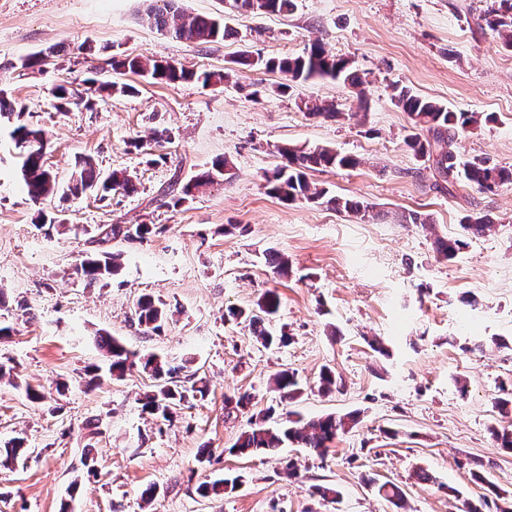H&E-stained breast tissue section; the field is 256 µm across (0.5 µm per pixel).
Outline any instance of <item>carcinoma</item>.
Masks as SVG:
<instances>
[{
    "label": "carcinoma",
    "instance_id": "cac0c4a2",
    "mask_svg": "<svg viewBox=\"0 0 512 512\" xmlns=\"http://www.w3.org/2000/svg\"><path fill=\"white\" fill-rule=\"evenodd\" d=\"M241 8L255 5L249 11L253 16L266 14L290 15L296 9V0H233ZM149 22L162 35L171 39L193 41L200 44L220 42L233 35V29L222 16L193 15L184 10L180 0H151L147 7ZM486 28L493 36L502 40V45L512 49V0H494V3L480 15ZM264 68L277 70L284 74L287 82L277 86L276 91L286 93L292 84L321 77L333 80L341 79L358 89L364 79L352 71L350 62L344 57L330 54L315 39L305 47L303 54L296 57L265 58L253 55L250 51L241 52L224 68V72H197L179 66L171 61L149 57L113 58V72L122 75L125 72L138 73L150 77L156 83L175 84L188 81H200L204 85L226 83L238 76L244 69ZM392 100L403 109L411 120L409 133L404 137V144L413 153L432 162L443 182L450 185L462 178L469 184L490 191L494 187L512 184V166L492 164L485 157H473L461 161L454 149L458 137L466 134L479 123L475 112H455L444 104L422 97L410 88L395 84L392 86ZM57 109L69 112L90 105V100L69 90L66 85L56 87ZM27 106L10 101L4 91L0 90V118L15 119L10 136L19 150V171L29 199L37 203L40 200L61 193L79 195L87 192L98 193L121 190L126 194L137 191L136 184L121 171H114L107 176L97 170L93 161L81 157L74 163L69 181L62 184L57 176L45 164L47 141L42 129L22 121ZM303 111L309 115H322L336 118L339 112L332 102H304ZM281 162L263 174L267 193L286 205L298 201L326 204L336 212L352 216L366 217L370 205L346 197L331 196L328 190L318 187L309 180L314 171L354 168L358 159L343 155L327 146L314 148L285 146L278 148ZM230 169L229 161L220 158L212 163L211 169L202 172L194 179L183 184L179 194L170 197L168 205L178 207L191 198L199 188L212 184L215 179ZM462 228L471 236L482 237L492 232V222L477 214L467 215L462 221ZM97 243L99 248L82 256L75 266L74 273L88 286L106 285L117 276L120 270L118 255L108 250L106 244L114 239L125 241H143L153 233L150 224H107L98 227ZM466 246L460 238H439L436 241L438 256L450 261ZM280 307V296L269 290L256 302L255 308L245 311L230 308L225 314L227 320L242 319L254 337L265 346L286 341V334L277 335L270 323ZM134 316L138 325L153 334L161 333L168 323L166 303L150 295L140 296L134 306ZM96 344L106 351L110 361L111 376L122 378L136 367L142 369L152 380V390L140 399L142 411L149 414L158 427L170 426L182 406L197 398H205L208 393L206 382L190 375L181 377L182 365H174L157 355L136 356L124 344L113 336L99 334L95 336ZM11 360L0 361V379L8 382L23 392L26 400L40 406L45 402V394L38 385L20 381L13 375ZM273 391L282 399L292 398L300 391L299 382L293 371H279L272 380ZM342 385L341 378L327 368L319 379V391L329 393ZM254 396L244 392L224 399L226 416L240 412L252 404ZM359 413L350 412L343 416L328 414L319 418L304 420L288 413V418L276 427H268L265 418L252 423L250 429L241 433L229 452L233 455H252L272 453L285 444L301 448H311L323 454L337 435L347 424L357 423ZM28 453L26 440L13 438L0 444V465L10 467L23 459ZM242 483V476L217 478L199 484L197 491L204 498L222 497L228 490L236 489ZM368 483L377 488L383 499L398 509L403 508L404 493L397 485L385 481L368 479Z\"/></svg>",
    "mask_w": 512,
    "mask_h": 512
}]
</instances>
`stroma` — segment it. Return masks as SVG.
Returning a JSON list of instances; mask_svg holds the SVG:
<instances>
[{
	"mask_svg": "<svg viewBox=\"0 0 512 512\" xmlns=\"http://www.w3.org/2000/svg\"><path fill=\"white\" fill-rule=\"evenodd\" d=\"M492 0H298L288 16L230 14L225 0H182L193 14L222 15L233 36L199 44L162 36L145 19L144 0H0V89L25 104L26 122L48 140L46 163L60 182L76 158L92 157L102 173L125 171L138 191L102 197L57 195L33 203L19 174L11 126L0 121V358L34 385L52 389L65 379L60 413L28 403L0 380V443L22 436L29 453L0 468V512H399L368 486L389 481L405 494L401 512H464L466 502L512 498V451L493 433L512 430V185L481 191L457 181L439 190L434 170L407 150L410 119L392 101L399 83L484 121L458 139L457 153L512 165V52L482 29ZM321 40L365 76L369 107L359 113L354 88L331 79L276 88L277 71L246 72L239 83L159 84L133 73L123 82L136 94L108 97L88 80L113 79L115 55L149 56L189 69L219 72L242 50L265 57L296 56ZM64 45L35 68L30 55ZM65 84L91 101L61 113L54 90ZM265 87L253 98L254 85ZM334 102L339 118L310 116L300 100ZM171 138L153 141L157 129ZM148 140L150 153L131 147ZM282 145L328 146L359 159L353 169L313 173L330 193L371 204L368 217H347L313 202L293 205L270 196L262 175L279 161ZM164 155L154 164L150 154ZM230 171L182 206L163 194L172 177L188 182L219 158ZM57 217L65 233L37 229L38 213ZM412 213L429 225L405 223ZM490 218L494 231L470 240L450 261L436 252L440 238L464 237L469 214ZM102 224H151L143 242L116 239L123 269L108 286L65 280ZM233 232H225V225ZM287 255L281 276L266 262ZM276 290V327L288 344L263 347L244 324L224 319L227 307L253 308ZM144 293L163 299L172 314L158 335L131 316ZM337 336H330L329 326ZM105 332L134 352L189 363L206 376L210 393L186 405L173 425L157 429L138 398L150 379L132 371L102 375L88 388L84 366H105L94 337ZM380 337L389 357L368 341ZM342 379L320 394L321 371ZM294 370L302 390L280 400L269 389L276 372ZM466 379L460 393L458 379ZM250 392L254 402L232 418L224 399ZM272 420L295 411L305 418L360 411L324 455L288 446L239 458L230 447L252 415ZM102 434L89 438V427ZM211 458L199 462L201 449ZM98 459L97 475L82 464ZM297 476L285 478L287 462ZM430 473L417 481L416 469ZM484 472L486 482L473 472ZM243 475L223 498L201 497L198 485ZM79 490L69 493L71 481ZM331 484L338 501L314 496ZM157 486L151 505L142 490Z\"/></svg>",
	"mask_w": 512,
	"mask_h": 512,
	"instance_id": "obj_1",
	"label": "stroma"
}]
</instances>
